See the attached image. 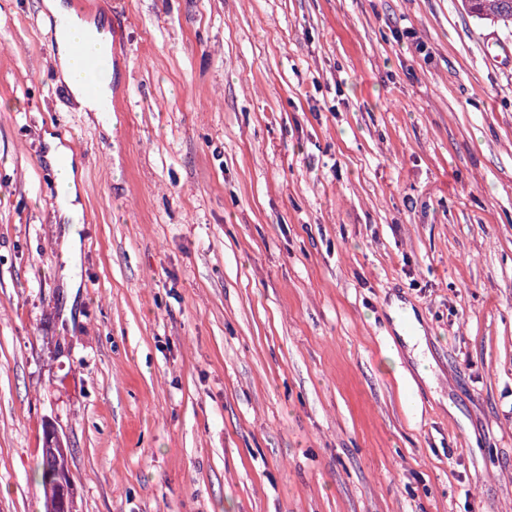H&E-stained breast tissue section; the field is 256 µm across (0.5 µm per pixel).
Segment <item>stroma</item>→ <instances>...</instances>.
Wrapping results in <instances>:
<instances>
[{
	"instance_id": "35a3bbf8",
	"label": "stroma",
	"mask_w": 512,
	"mask_h": 512,
	"mask_svg": "<svg viewBox=\"0 0 512 512\" xmlns=\"http://www.w3.org/2000/svg\"><path fill=\"white\" fill-rule=\"evenodd\" d=\"M91 17L109 115L38 0H0V512H42L49 426L78 512H512V29L461 0ZM49 150L46 159L52 168L53 182L60 198L61 224H77L82 215L81 169L70 150L58 139L47 138Z\"/></svg>"
}]
</instances>
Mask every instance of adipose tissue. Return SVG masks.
Masks as SVG:
<instances>
[{
	"label": "adipose tissue",
	"mask_w": 512,
	"mask_h": 512,
	"mask_svg": "<svg viewBox=\"0 0 512 512\" xmlns=\"http://www.w3.org/2000/svg\"><path fill=\"white\" fill-rule=\"evenodd\" d=\"M41 10L45 16L60 22L55 29L56 52L52 56L58 78L66 85L81 111H98V103L84 92V74L79 62L71 56L69 44L78 38L99 35L100 26L77 15L65 0H42ZM48 145L46 159L52 168L53 182L61 201L59 217L65 224L78 223L82 215L79 163L59 140L49 139Z\"/></svg>",
	"instance_id": "adipose-tissue-1"
}]
</instances>
